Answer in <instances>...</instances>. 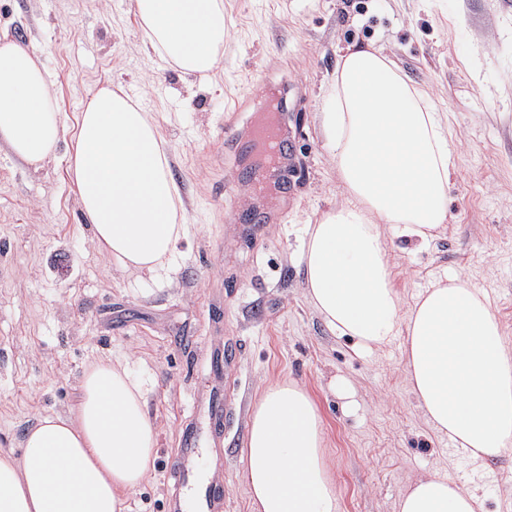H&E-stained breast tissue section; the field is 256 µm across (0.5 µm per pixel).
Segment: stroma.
Instances as JSON below:
<instances>
[{
  "instance_id": "35a3bbf8",
  "label": "stroma",
  "mask_w": 512,
  "mask_h": 512,
  "mask_svg": "<svg viewBox=\"0 0 512 512\" xmlns=\"http://www.w3.org/2000/svg\"><path fill=\"white\" fill-rule=\"evenodd\" d=\"M224 63L183 76L147 52L132 0H0V38L34 45L65 124L109 82L156 118L189 232L175 271H123L101 253L68 172V142L40 167L0 142V454L21 456L40 416L65 413L107 357L140 380L158 453L126 512H169L177 442L193 425L223 475L224 512H254L243 481L250 409L267 382L304 384L322 414L341 512H397L418 475L476 489L512 512V453L453 455L407 383L402 342L370 356L329 332L305 299V225L345 199L320 137L343 50L380 49L438 106L457 168L450 220L428 246L389 245L404 303L447 274L483 289L512 342V0H224ZM288 89L283 188L243 181L241 150L267 90ZM352 385L346 409L330 387ZM221 393L224 423L197 412Z\"/></svg>"
}]
</instances>
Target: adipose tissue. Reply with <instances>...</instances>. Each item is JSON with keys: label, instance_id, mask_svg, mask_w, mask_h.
Masks as SVG:
<instances>
[{"label": "adipose tissue", "instance_id": "ef3b65f1", "mask_svg": "<svg viewBox=\"0 0 512 512\" xmlns=\"http://www.w3.org/2000/svg\"><path fill=\"white\" fill-rule=\"evenodd\" d=\"M144 38L186 76L224 60V0H133ZM65 132L52 78L27 45L0 43V140L26 163L52 157ZM348 200L306 225L305 296L326 328L364 356L403 339L410 391L438 435L474 458L512 451V346L485 294L454 275L404 306L386 229L422 244L450 218L456 166L435 103L372 46L341 55L321 124ZM68 170L98 248L123 268L169 273L186 209L157 124L142 104L104 84L81 103ZM68 414L39 418L21 458L0 457V512H125L158 445L144 389L102 359L84 373ZM254 512H340L319 408L301 384L268 383L243 448ZM398 512H485L471 489L429 473Z\"/></svg>", "mask_w": 512, "mask_h": 512}]
</instances>
